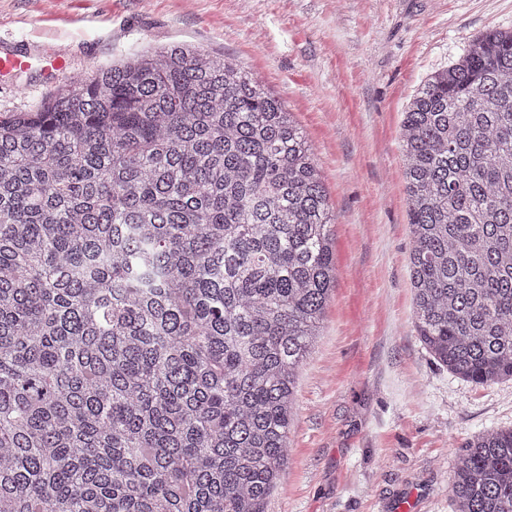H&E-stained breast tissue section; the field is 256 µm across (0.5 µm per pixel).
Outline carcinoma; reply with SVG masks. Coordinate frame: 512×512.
<instances>
[{
    "instance_id": "carcinoma-1",
    "label": "carcinoma",
    "mask_w": 512,
    "mask_h": 512,
    "mask_svg": "<svg viewBox=\"0 0 512 512\" xmlns=\"http://www.w3.org/2000/svg\"><path fill=\"white\" fill-rule=\"evenodd\" d=\"M415 327L512 379V31L431 75L401 128ZM326 186L263 83L186 44L0 115V512H266L334 289ZM455 512H512V428Z\"/></svg>"
}]
</instances>
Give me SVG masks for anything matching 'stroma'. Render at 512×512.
Wrapping results in <instances>:
<instances>
[{"label": "stroma", "instance_id": "1", "mask_svg": "<svg viewBox=\"0 0 512 512\" xmlns=\"http://www.w3.org/2000/svg\"><path fill=\"white\" fill-rule=\"evenodd\" d=\"M512 0H0V42L63 53L53 82L0 78V113L148 48L220 53L263 82L311 143L335 217L336 285L300 366L288 462L267 512H453L456 460L512 427V380L437 365L414 327L400 127L426 77Z\"/></svg>", "mask_w": 512, "mask_h": 512}]
</instances>
